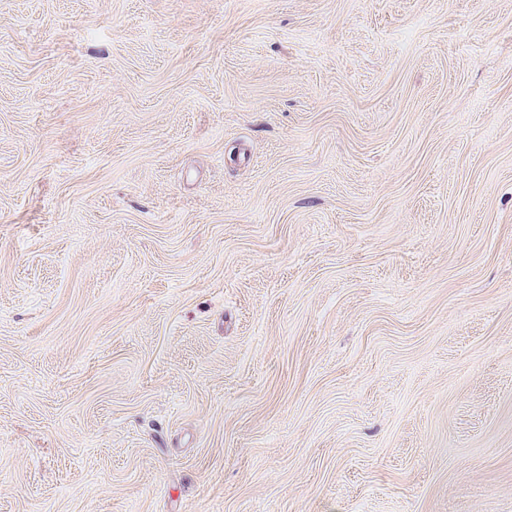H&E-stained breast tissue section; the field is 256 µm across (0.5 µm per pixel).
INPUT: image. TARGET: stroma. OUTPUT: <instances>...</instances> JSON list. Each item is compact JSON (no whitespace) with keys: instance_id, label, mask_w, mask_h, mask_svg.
Instances as JSON below:
<instances>
[{"instance_id":"35a3bbf8","label":"stroma","mask_w":512,"mask_h":512,"mask_svg":"<svg viewBox=\"0 0 512 512\" xmlns=\"http://www.w3.org/2000/svg\"><path fill=\"white\" fill-rule=\"evenodd\" d=\"M0 512H512V0H0Z\"/></svg>"}]
</instances>
